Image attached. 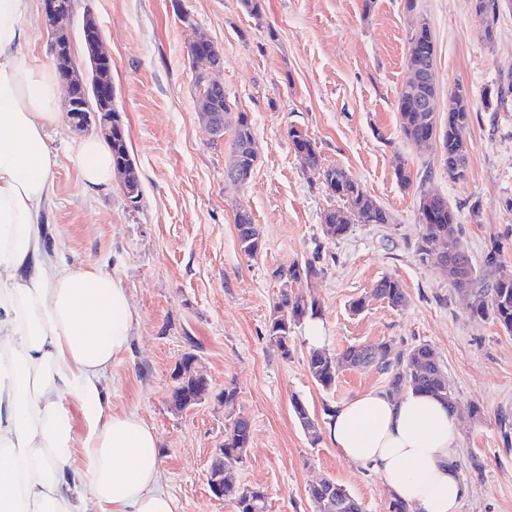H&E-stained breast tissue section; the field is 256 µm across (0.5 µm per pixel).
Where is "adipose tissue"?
<instances>
[{
    "label": "adipose tissue",
    "mask_w": 512,
    "mask_h": 512,
    "mask_svg": "<svg viewBox=\"0 0 512 512\" xmlns=\"http://www.w3.org/2000/svg\"><path fill=\"white\" fill-rule=\"evenodd\" d=\"M35 5L0 0V512H180L153 430L106 386L133 339L128 292L47 245L60 90L20 55ZM69 152L85 192L111 187L104 143L83 137ZM326 435L409 512H460L469 495L456 417L428 395L363 392L329 415Z\"/></svg>",
    "instance_id": "obj_1"
}]
</instances>
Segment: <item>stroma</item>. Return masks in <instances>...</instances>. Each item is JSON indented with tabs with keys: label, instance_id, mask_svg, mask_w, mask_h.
<instances>
[{
	"label": "stroma",
	"instance_id": "stroma-1",
	"mask_svg": "<svg viewBox=\"0 0 512 512\" xmlns=\"http://www.w3.org/2000/svg\"><path fill=\"white\" fill-rule=\"evenodd\" d=\"M435 42L438 109L448 91L471 96L465 132L472 149L465 179L454 181L438 143L416 146L400 131L399 91L411 17L405 0H263L261 17L240 0H72V28L93 15L112 54V85L139 173V204L120 182L83 193L68 144L80 138L63 118L49 145L61 151L54 174L49 240L67 261L91 263L128 291L133 341L109 374L112 404L135 410L153 429L165 485L181 512H234L207 484L214 451L224 443L219 400L236 388L235 410L252 425L241 483L267 493V512H314L308 488L329 477L363 504L390 512L382 478L346 461L328 440L310 444L294 415L301 400L318 423L336 407L388 377L373 367L343 371L321 388L308 367L304 325L292 353L281 357L268 325L280 297L279 271L306 263L318 276L294 290L317 300L332 354L386 341L398 351L434 348L458 401L459 467L470 494L461 512H512V334L471 317L464 297L440 268L422 264L421 191L447 197L461 224L460 243L478 270L488 253L512 269V9L501 7L486 39L473 0H418ZM25 59L53 66L44 11L27 20ZM220 50L219 79L233 110L249 115L259 162L246 182L230 180V140L213 141L199 119L194 34ZM316 141L320 166H304L290 127ZM413 183L402 188L398 166ZM346 169L392 217L356 224L332 239L323 216L339 199L321 171ZM245 208L260 228L263 249L241 252L235 214ZM397 279L406 304L373 297L376 283ZM367 297L357 314L350 302ZM197 354L211 385L201 403L177 413L169 399L184 353Z\"/></svg>",
	"mask_w": 512,
	"mask_h": 512
}]
</instances>
